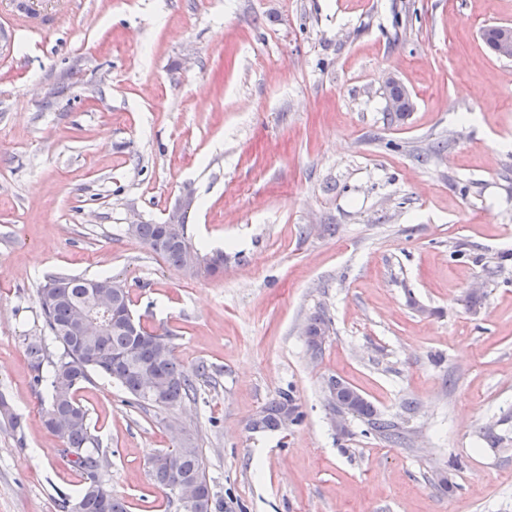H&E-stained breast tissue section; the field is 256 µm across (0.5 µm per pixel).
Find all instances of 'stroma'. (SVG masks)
Listing matches in <instances>:
<instances>
[{
    "label": "stroma",
    "instance_id": "1",
    "mask_svg": "<svg viewBox=\"0 0 512 512\" xmlns=\"http://www.w3.org/2000/svg\"><path fill=\"white\" fill-rule=\"evenodd\" d=\"M21 7L43 24L23 40ZM493 24L512 0H0V391L24 417L0 425V512H59L81 485L25 355L50 273L124 280L207 368L170 410L79 390L130 512H165L147 462L187 432L223 512H512V59ZM390 74L414 102L400 123ZM187 195L222 274L184 278L125 232ZM334 378L402 441L337 429ZM288 390L303 423L251 432ZM306 327L307 330L304 335L308 349L312 354H314V351H317V353H320L319 355H321L323 351V340L319 339L321 336H318V334H328L327 336L330 337L331 331L333 330L330 319L320 311L308 319Z\"/></svg>",
    "mask_w": 512,
    "mask_h": 512
}]
</instances>
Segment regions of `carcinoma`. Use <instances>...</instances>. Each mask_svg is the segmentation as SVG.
<instances>
[{
    "instance_id": "obj_1",
    "label": "carcinoma",
    "mask_w": 512,
    "mask_h": 512,
    "mask_svg": "<svg viewBox=\"0 0 512 512\" xmlns=\"http://www.w3.org/2000/svg\"><path fill=\"white\" fill-rule=\"evenodd\" d=\"M126 234L139 240L169 266L193 278L202 273L215 275L224 269V252L204 253L187 235V214L180 223L167 228L163 224L126 225ZM98 295L106 300L131 308L128 285L112 276L88 279L60 273L48 274L37 288V300L44 326L60 349L52 371L44 372L49 361L43 339H29L25 352L39 387L38 397L44 424L65 445L63 457L76 451L79 459L71 464L79 471L81 489L77 497L81 512H129L128 502L112 491V485L102 487L97 481L100 467L110 468L106 454L99 451V441L92 433L85 407L77 398L81 385L99 375L120 385L130 403L144 410L172 409L195 394L193 377L205 373L199 365L190 371L174 356L171 337L155 329L133 332L124 324L107 328L81 327L76 307ZM306 344L310 351L322 352L319 334H331L330 319L323 312L312 315L306 324ZM295 411L291 425L302 423L304 414L292 393L281 392L258 413L253 430L267 432L280 429V417L285 407ZM333 412H346L360 420L365 432L397 442L401 433L397 424L380 417L375 406L348 386L339 389L337 402L329 403ZM0 422L15 433L22 432V420L15 414L6 397L0 393ZM154 467L149 471L154 488L162 496L166 509L179 512L172 499V487L186 482L197 494L199 512H212L213 493L207 478L202 449L195 439L186 435L182 443L153 456Z\"/></svg>"
}]
</instances>
